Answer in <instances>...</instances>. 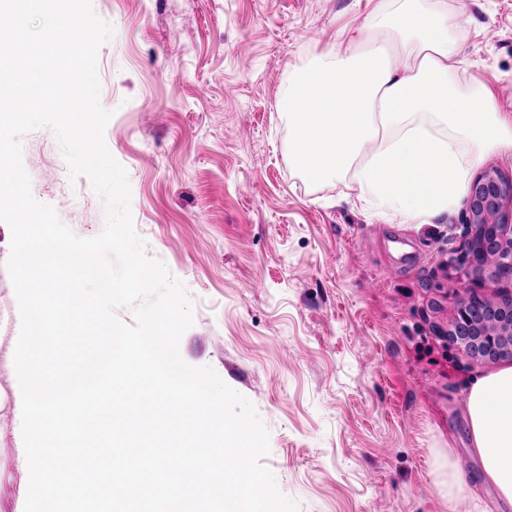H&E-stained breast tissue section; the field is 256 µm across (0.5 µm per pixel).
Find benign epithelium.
Here are the masks:
<instances>
[{"mask_svg":"<svg viewBox=\"0 0 512 512\" xmlns=\"http://www.w3.org/2000/svg\"><path fill=\"white\" fill-rule=\"evenodd\" d=\"M464 245L475 283L493 288L512 281V180L494 170L479 174L467 198ZM489 311H479L485 299L467 288L455 309L448 335L468 337L462 347L469 357L493 359L512 353V290L501 288Z\"/></svg>","mask_w":512,"mask_h":512,"instance_id":"1","label":"benign epithelium"}]
</instances>
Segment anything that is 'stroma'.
I'll list each match as a JSON object with an SVG mask.
<instances>
[{"label": "stroma", "mask_w": 512, "mask_h": 512, "mask_svg": "<svg viewBox=\"0 0 512 512\" xmlns=\"http://www.w3.org/2000/svg\"><path fill=\"white\" fill-rule=\"evenodd\" d=\"M113 35L97 58L109 152L128 176L136 230L194 303L183 359L208 365L255 406L264 463L299 512H450L435 489L451 447L491 498L466 393L504 361L443 343L473 272L461 260L465 205L432 224L363 209L353 175L311 183L276 110L292 70L326 56L353 0H92ZM458 53L512 113V0H441ZM34 197L81 238L105 226L86 178L70 180L50 128L21 138ZM0 221V391L16 384L20 321ZM395 269L387 277V269ZM22 442L0 438V512H22Z\"/></svg>", "instance_id": "stroma-1"}]
</instances>
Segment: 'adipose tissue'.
I'll use <instances>...</instances> for the list:
<instances>
[{
    "label": "adipose tissue",
    "mask_w": 512,
    "mask_h": 512,
    "mask_svg": "<svg viewBox=\"0 0 512 512\" xmlns=\"http://www.w3.org/2000/svg\"><path fill=\"white\" fill-rule=\"evenodd\" d=\"M365 16L336 34L338 50L294 69L277 109L291 133L289 152L309 182L353 173L363 203L402 224H430L463 198L470 167L491 148L512 150V115L499 112L479 79L460 86L448 16L416 0L383 11L379 0H355ZM374 29L388 49L347 58ZM371 147L360 161L363 147ZM467 413L473 450L494 507L512 512V367L476 379Z\"/></svg>",
    "instance_id": "obj_1"
}]
</instances>
